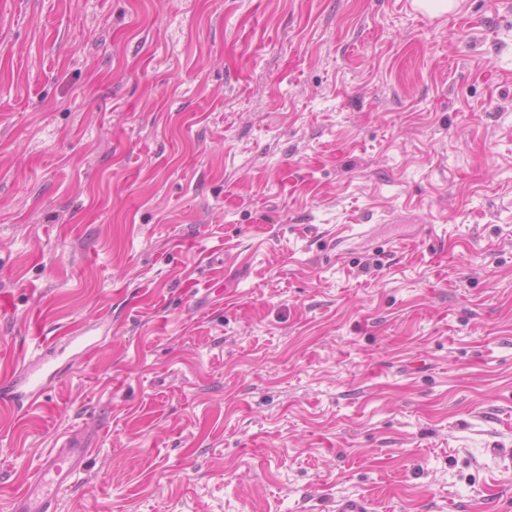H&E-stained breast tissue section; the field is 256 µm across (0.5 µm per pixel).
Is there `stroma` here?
I'll return each mask as SVG.
<instances>
[{
	"instance_id": "1",
	"label": "stroma",
	"mask_w": 512,
	"mask_h": 512,
	"mask_svg": "<svg viewBox=\"0 0 512 512\" xmlns=\"http://www.w3.org/2000/svg\"><path fill=\"white\" fill-rule=\"evenodd\" d=\"M3 371L0 512H512V0H0ZM32 471L24 488L10 499L9 512H57L60 495L72 488L84 471L87 448L74 436H64Z\"/></svg>"
}]
</instances>
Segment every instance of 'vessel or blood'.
<instances>
[{
    "instance_id": "obj_1",
    "label": "vessel or blood",
    "mask_w": 512,
    "mask_h": 512,
    "mask_svg": "<svg viewBox=\"0 0 512 512\" xmlns=\"http://www.w3.org/2000/svg\"><path fill=\"white\" fill-rule=\"evenodd\" d=\"M91 450L66 436L42 458L24 488L12 496L9 512H58L60 495L72 488Z\"/></svg>"
}]
</instances>
